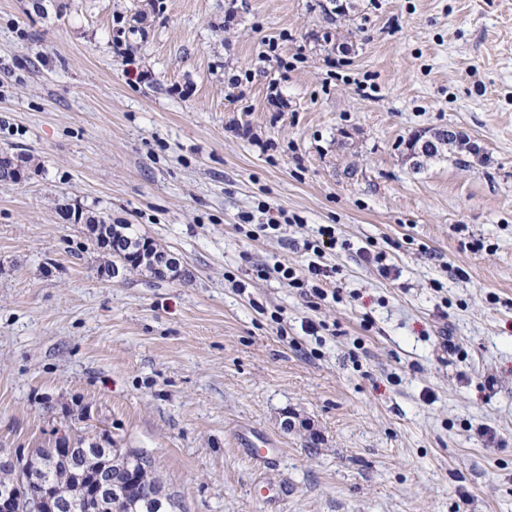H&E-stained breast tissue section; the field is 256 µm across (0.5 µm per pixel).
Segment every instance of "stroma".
I'll return each instance as SVG.
<instances>
[{
    "label": "stroma",
    "instance_id": "stroma-1",
    "mask_svg": "<svg viewBox=\"0 0 512 512\" xmlns=\"http://www.w3.org/2000/svg\"><path fill=\"white\" fill-rule=\"evenodd\" d=\"M353 3L0 0V448L84 420L178 512H512V0ZM442 128L473 154L414 168ZM62 205L178 276L106 277ZM323 225L334 297L252 278ZM240 445L247 453L265 469L273 467L279 461L282 449L279 448L271 437L257 432H247L239 435Z\"/></svg>",
    "mask_w": 512,
    "mask_h": 512
}]
</instances>
